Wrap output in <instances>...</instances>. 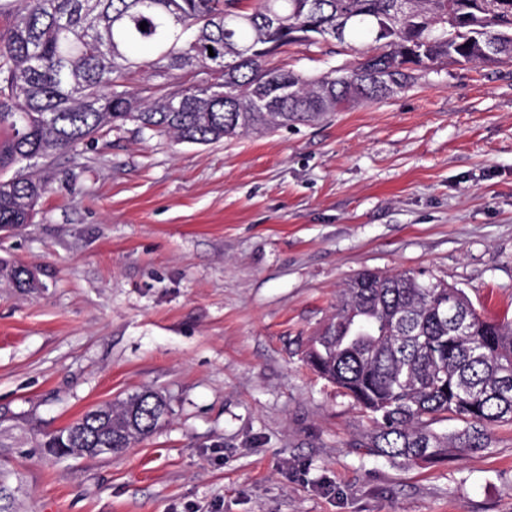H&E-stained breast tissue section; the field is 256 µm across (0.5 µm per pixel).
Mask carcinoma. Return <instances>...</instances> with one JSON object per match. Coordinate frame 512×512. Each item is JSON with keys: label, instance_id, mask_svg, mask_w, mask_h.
<instances>
[{"label": "carcinoma", "instance_id": "1", "mask_svg": "<svg viewBox=\"0 0 512 512\" xmlns=\"http://www.w3.org/2000/svg\"><path fill=\"white\" fill-rule=\"evenodd\" d=\"M0 16L1 170L73 152L107 127L210 144L385 100L448 61L512 62V0H5ZM332 41L362 62L317 77L267 62ZM44 191L30 176L1 179L0 227L31 223ZM0 279L40 287L8 260ZM306 361L368 414L372 451L394 464L483 453L490 426L512 423V322L487 320L442 280L363 271ZM167 413L142 391L86 410L41 447L107 423L120 453ZM439 420L455 427L437 433Z\"/></svg>", "mask_w": 512, "mask_h": 512}]
</instances>
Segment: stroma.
Wrapping results in <instances>:
<instances>
[{"instance_id": "1", "label": "stroma", "mask_w": 512, "mask_h": 512, "mask_svg": "<svg viewBox=\"0 0 512 512\" xmlns=\"http://www.w3.org/2000/svg\"><path fill=\"white\" fill-rule=\"evenodd\" d=\"M294 44L306 76L350 66ZM33 223L0 230V512H512V424L400 466L305 360L358 273L423 271L512 319V63L209 145L109 129L39 161ZM168 405L119 454L39 446L93 405ZM0 279L10 281L15 288L23 292L35 290L40 286V283L29 269L2 259H0Z\"/></svg>"}]
</instances>
